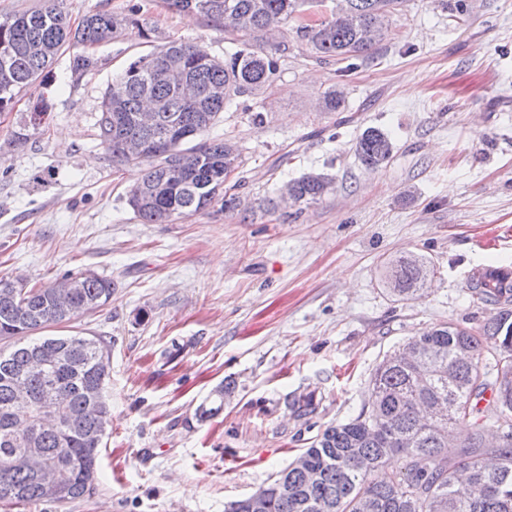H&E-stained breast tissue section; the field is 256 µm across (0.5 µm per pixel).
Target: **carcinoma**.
<instances>
[{
	"label": "carcinoma",
	"instance_id": "obj_1",
	"mask_svg": "<svg viewBox=\"0 0 512 512\" xmlns=\"http://www.w3.org/2000/svg\"><path fill=\"white\" fill-rule=\"evenodd\" d=\"M321 0H168L178 11H192L224 27V58L202 47L171 41L129 64L103 95L98 119L102 146L116 166H144L128 204L144 224L173 219L219 203L228 212H245L234 187L226 185L242 163L237 150L207 134L219 115L242 98L272 87L280 56L288 52V30L317 60L370 59L388 36L391 14L405 0H336L316 21L303 14ZM294 23L288 27V23ZM138 26L132 18L106 11L84 16L72 27L63 0L0 19V112L10 109L21 89L44 77L66 46H94ZM344 92L334 86L320 94L319 106L336 112ZM147 144L141 158L127 156L130 141ZM391 137L375 127L355 140L360 163L377 170L393 154ZM334 190V179L309 172L285 182L276 205L309 206ZM434 266L421 254L407 253L387 267V280L399 296L424 291ZM67 301L48 286L15 288L0 279V339L13 342L0 352V503L65 504L94 489L102 435L109 422L108 403L94 409L91 388L107 379L109 345L96 336L33 337L50 325L70 322L112 300V280L73 274ZM468 287L488 311L476 328L454 322L437 324L410 337L411 351L399 360L385 357L371 380L370 409L318 433L300 456L267 486L231 503L225 512H512V264H489ZM52 346L57 362L30 380L34 402L26 406V425L18 424L12 385L21 365L37 350ZM60 393L65 423L47 428L37 400L44 385ZM491 398H485L486 392ZM230 388L220 386L210 405L196 409L205 421L224 409ZM461 401L459 413L435 420L421 417V404ZM288 408L298 420L316 411L314 396L292 398ZM506 430L495 446L482 443L489 423ZM43 461L64 476L67 493L49 492L40 472L12 466L24 445L17 435L31 428ZM395 455L404 470L388 468ZM262 508L253 509V499Z\"/></svg>",
	"mask_w": 512,
	"mask_h": 512
}]
</instances>
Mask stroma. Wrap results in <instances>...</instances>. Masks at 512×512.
Listing matches in <instances>:
<instances>
[{
	"label": "stroma",
	"mask_w": 512,
	"mask_h": 512,
	"mask_svg": "<svg viewBox=\"0 0 512 512\" xmlns=\"http://www.w3.org/2000/svg\"><path fill=\"white\" fill-rule=\"evenodd\" d=\"M466 2L458 24L441 0H406L353 72L289 41L263 124L234 106L210 131L241 154L232 181L247 214L214 206L145 224L127 203L130 167L113 166L97 137L103 93L172 40L223 57L224 29L167 0H65L71 24L95 10L132 15L150 38L93 47L87 73L68 48L0 112V278L112 279L108 305L48 328L110 341L111 417L89 496L10 512H224L368 406L375 366L409 336L485 318L467 280L512 261V0ZM335 85L341 110L320 111ZM38 99L48 114L34 127ZM368 127L394 144L376 171L354 153ZM309 171L335 177V192L298 214L269 212L277 188ZM408 252L438 273L402 300L383 265ZM223 382L234 387L223 411L198 421ZM310 391L319 407L303 423L285 402Z\"/></svg>",
	"instance_id": "35a3bbf8"
}]
</instances>
